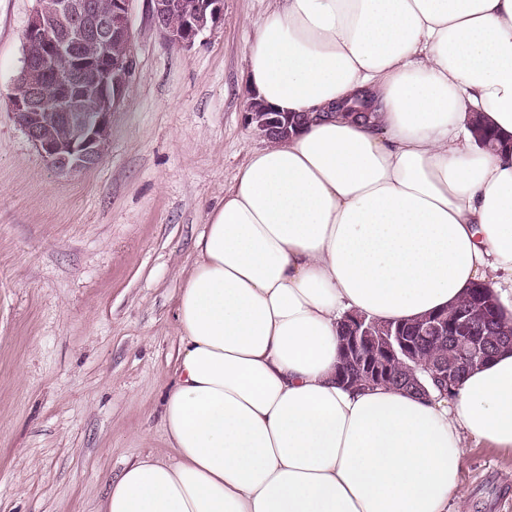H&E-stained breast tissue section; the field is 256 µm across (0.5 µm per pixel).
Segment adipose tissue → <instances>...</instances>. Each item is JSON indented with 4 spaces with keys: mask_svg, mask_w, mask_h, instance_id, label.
I'll return each instance as SVG.
<instances>
[{
    "mask_svg": "<svg viewBox=\"0 0 512 512\" xmlns=\"http://www.w3.org/2000/svg\"><path fill=\"white\" fill-rule=\"evenodd\" d=\"M247 99L309 118L250 151L197 238L163 404L173 455L100 512H450L467 449L512 456V350L450 394L336 381L354 312L414 319L487 283L512 322V0H272ZM365 94L368 121L336 114Z\"/></svg>",
    "mask_w": 512,
    "mask_h": 512,
    "instance_id": "obj_1",
    "label": "adipose tissue"
}]
</instances>
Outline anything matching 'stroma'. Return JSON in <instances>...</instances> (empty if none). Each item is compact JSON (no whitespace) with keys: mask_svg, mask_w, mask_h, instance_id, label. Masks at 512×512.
<instances>
[{"mask_svg":"<svg viewBox=\"0 0 512 512\" xmlns=\"http://www.w3.org/2000/svg\"><path fill=\"white\" fill-rule=\"evenodd\" d=\"M36 0H0V512H98L168 457L175 307L206 215L251 149L244 54L270 0H224L182 49L132 0L135 70L92 169L50 168L10 113ZM455 512H512V460L468 449Z\"/></svg>","mask_w":512,"mask_h":512,"instance_id":"stroma-1","label":"stroma"}]
</instances>
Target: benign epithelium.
<instances>
[{
    "instance_id": "benign-epithelium-1",
    "label": "benign epithelium",
    "mask_w": 512,
    "mask_h": 512,
    "mask_svg": "<svg viewBox=\"0 0 512 512\" xmlns=\"http://www.w3.org/2000/svg\"><path fill=\"white\" fill-rule=\"evenodd\" d=\"M131 0H56L50 10L36 7L25 33L20 91L10 100L12 114L34 148L59 174L95 167L103 158L112 112L126 93L134 67L129 19ZM152 18L165 39L192 47L218 24L224 0H150ZM366 317L350 315L346 345L370 351L363 378L383 385L408 353L411 337L374 335ZM456 349L465 367L487 358L477 338L460 328ZM427 373L448 385L454 368L442 360L423 363Z\"/></svg>"
}]
</instances>
